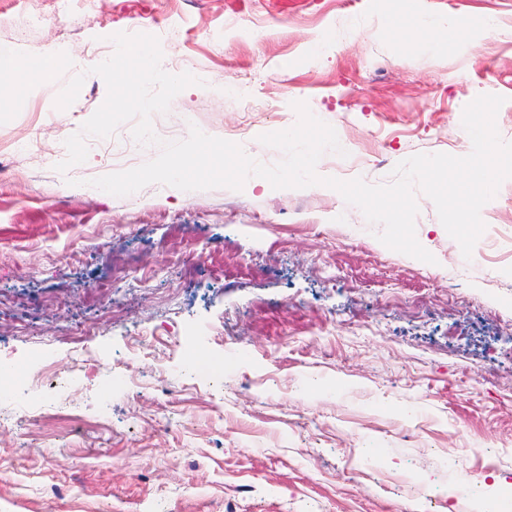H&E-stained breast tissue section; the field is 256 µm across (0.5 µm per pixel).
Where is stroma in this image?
Wrapping results in <instances>:
<instances>
[{"instance_id":"35a3bbf8","label":"stroma","mask_w":512,"mask_h":512,"mask_svg":"<svg viewBox=\"0 0 512 512\" xmlns=\"http://www.w3.org/2000/svg\"><path fill=\"white\" fill-rule=\"evenodd\" d=\"M143 7L0 0V47L55 61L20 95L0 78V358L41 374L0 389V512H481L512 498V178L481 210L480 263L417 194L429 264L321 185L91 187L159 154L129 121L56 169L106 99L90 68L112 35L161 37L173 20L183 40L162 53L198 82L152 116L163 140L195 126L273 165L282 152L253 133L293 127L303 102L343 140L320 176L388 184L412 155H468L463 109L493 94L512 142V0H421L499 25L437 53L402 49L367 0Z\"/></svg>"}]
</instances>
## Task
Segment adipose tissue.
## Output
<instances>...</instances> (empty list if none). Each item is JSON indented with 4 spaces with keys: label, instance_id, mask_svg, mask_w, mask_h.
I'll return each mask as SVG.
<instances>
[{
    "label": "adipose tissue",
    "instance_id": "obj_1",
    "mask_svg": "<svg viewBox=\"0 0 512 512\" xmlns=\"http://www.w3.org/2000/svg\"><path fill=\"white\" fill-rule=\"evenodd\" d=\"M398 12L409 20V45L421 50L436 51L446 48L457 42L473 25L464 20L421 12L417 7V0H398Z\"/></svg>",
    "mask_w": 512,
    "mask_h": 512
}]
</instances>
